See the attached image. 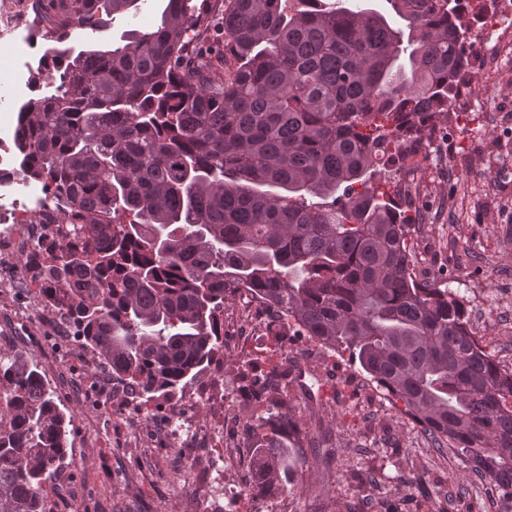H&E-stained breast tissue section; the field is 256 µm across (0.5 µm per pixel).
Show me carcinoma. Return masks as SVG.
<instances>
[{
	"mask_svg": "<svg viewBox=\"0 0 512 512\" xmlns=\"http://www.w3.org/2000/svg\"><path fill=\"white\" fill-rule=\"evenodd\" d=\"M56 83L18 105V174L43 184L71 241L26 260L47 311L130 394H176L224 348L243 290L288 332L347 351L427 442L512 512V371L473 333L463 297L412 272L409 221L376 182L389 147L430 138L460 95L469 0H167L160 22L76 49L137 0H51ZM224 34V49L206 43ZM317 201H311V198ZM250 358L249 498L298 487L301 429ZM36 361L0 356V512H49L67 426Z\"/></svg>",
	"mask_w": 512,
	"mask_h": 512,
	"instance_id": "obj_1",
	"label": "carcinoma"
}]
</instances>
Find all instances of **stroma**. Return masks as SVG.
Wrapping results in <instances>:
<instances>
[{
    "label": "stroma",
    "mask_w": 512,
    "mask_h": 512,
    "mask_svg": "<svg viewBox=\"0 0 512 512\" xmlns=\"http://www.w3.org/2000/svg\"><path fill=\"white\" fill-rule=\"evenodd\" d=\"M165 0H139L136 10L117 16L105 30L84 32L80 43L105 48L155 26ZM471 92L463 108L471 120L452 128L449 140H434L433 158L408 160L399 177L398 203L411 221L408 243L418 277H442L461 296L487 299L482 342L502 365L512 366V57L489 69L472 66ZM16 287L0 295V355L14 349L39 363L56 399L73 420L68 427L72 465L46 485L51 512H353L372 496L369 512H420L424 499L442 512H494L484 488H463L448 457L429 447L419 426L386 396L368 385L359 364L328 356L316 342L288 336L284 348L296 357L319 404L296 398L308 436L320 451L305 450L298 463L299 489L261 504L236 496L249 483V454L242 432L246 412L237 379L242 358L268 348L265 331L243 335L238 315L247 300L224 304V388L207 401L176 406L174 398L147 409H115L102 392L112 380L99 360L72 333L52 334L54 319ZM202 428L223 424L215 455L238 446L235 461L220 470H200L191 451L164 443L149 445L172 407ZM385 453L378 488L361 483L371 457Z\"/></svg>",
    "instance_id": "obj_1"
}]
</instances>
